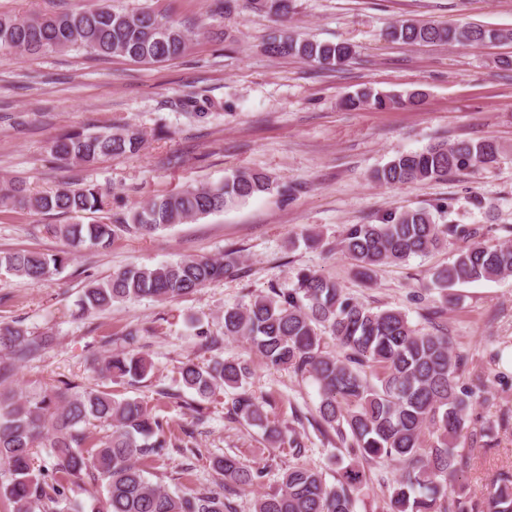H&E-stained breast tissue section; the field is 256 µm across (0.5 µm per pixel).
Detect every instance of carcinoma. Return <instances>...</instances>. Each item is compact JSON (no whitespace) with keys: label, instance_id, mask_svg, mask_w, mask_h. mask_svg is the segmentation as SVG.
<instances>
[{"label":"carcinoma","instance_id":"obj_1","mask_svg":"<svg viewBox=\"0 0 512 512\" xmlns=\"http://www.w3.org/2000/svg\"><path fill=\"white\" fill-rule=\"evenodd\" d=\"M248 4L276 22L288 20L296 9L295 0ZM390 36L413 45L480 44L512 41V29L403 20ZM191 42L189 32L167 17L145 9L117 11L111 0H87L58 13L0 14V49L20 54L82 50L153 64L179 58ZM263 49L270 56H295L326 69L344 64L355 53L349 43L312 41L285 31L269 37ZM421 100L418 92L403 98L364 89L348 95L346 105L403 108ZM143 142V133L129 125L76 129L54 138L48 153L53 163L90 166L102 157L136 154ZM498 155L493 141L437 142L396 153L376 169L374 179L385 185L440 180L491 164ZM272 185L261 172L237 169L222 182L157 196L113 222L48 224L47 232L68 249L55 254L33 249L0 253V270L38 284L61 273L82 247L105 248L124 231L149 235L195 221L244 203ZM109 196L96 185L68 183L53 192L32 194L13 180L0 191V210L94 214L110 206ZM447 212L448 205L441 204L433 210L394 212L379 224H350L338 247L354 262L357 274L371 281L382 266L439 251L451 240L469 242L430 274V287L444 305L457 301L451 290L458 285L512 275L511 243L482 242L473 225L439 223L437 217ZM237 263L235 252L229 251L219 258L189 256L150 267L130 266L106 280H89L79 311L102 312L115 302L145 297L176 300L224 279ZM222 328L221 337L208 330L197 335L205 337L209 349L218 348L224 338H243L268 364L312 379L320 395L318 424L335 431L344 449L336 454L335 484L328 485L316 468L290 466L277 487L254 498L251 512H355L356 494L368 481L365 464L385 459L400 467L389 487L390 512H512V471L492 479V491L482 504L461 482L469 460L467 443L490 436L494 426L472 425L470 409L483 377L461 381L466 361L443 330L418 329L401 309L375 310L356 302L336 281L311 270L300 272L289 289L273 286L265 295L224 309ZM328 337L336 341L334 354L327 350ZM125 342L132 349L111 354L95 368L101 377L133 383L148 375L151 362L134 349L139 330L129 331ZM45 346L44 338L0 322V355L7 356L0 362V385L7 380L11 362L33 360ZM251 375L245 359L215 357L205 364L189 358L179 368V383L204 402L226 387L235 390L236 417L261 428L271 445L286 443L301 453L294 429L270 421L267 401L246 389ZM94 422L110 433L91 440L86 426ZM427 432L435 438L429 448L423 447ZM181 444L167 418L138 399H118L110 390L65 382L25 399L0 392V464L8 473L0 483V501L10 505V512H56L57 505L68 500L70 485L85 475L103 481L105 493L90 494L77 512H230L224 494L205 489L172 493L138 464L147 454ZM40 447L51 449L54 462L49 469L35 466ZM212 468L224 476V484L241 489L263 477L232 455L213 460Z\"/></svg>","mask_w":512,"mask_h":512}]
</instances>
